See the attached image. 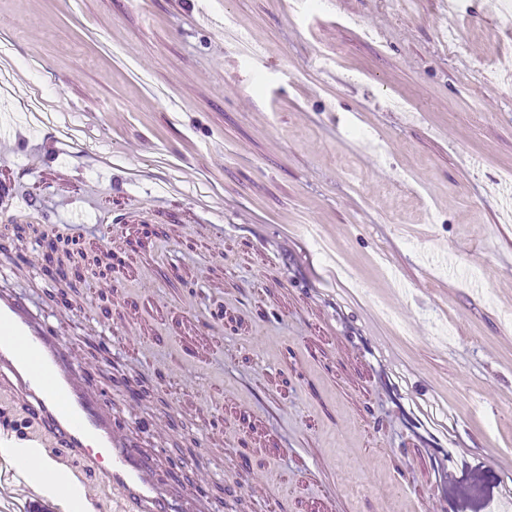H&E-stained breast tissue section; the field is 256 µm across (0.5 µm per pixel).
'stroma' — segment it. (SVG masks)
I'll return each instance as SVG.
<instances>
[{
	"mask_svg": "<svg viewBox=\"0 0 512 512\" xmlns=\"http://www.w3.org/2000/svg\"><path fill=\"white\" fill-rule=\"evenodd\" d=\"M497 2L0 0V289L201 512H512Z\"/></svg>",
	"mask_w": 512,
	"mask_h": 512,
	"instance_id": "stroma-1",
	"label": "stroma"
}]
</instances>
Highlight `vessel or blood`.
I'll return each instance as SVG.
<instances>
[{
    "label": "vessel or blood",
    "mask_w": 512,
    "mask_h": 512,
    "mask_svg": "<svg viewBox=\"0 0 512 512\" xmlns=\"http://www.w3.org/2000/svg\"><path fill=\"white\" fill-rule=\"evenodd\" d=\"M0 383L11 387L59 448L46 473L69 486L93 476L111 491L117 512H180L178 502L154 479V462L124 433L111 404L80 384L69 353L11 291L0 292ZM79 460L63 473L61 461Z\"/></svg>",
    "instance_id": "1"
}]
</instances>
